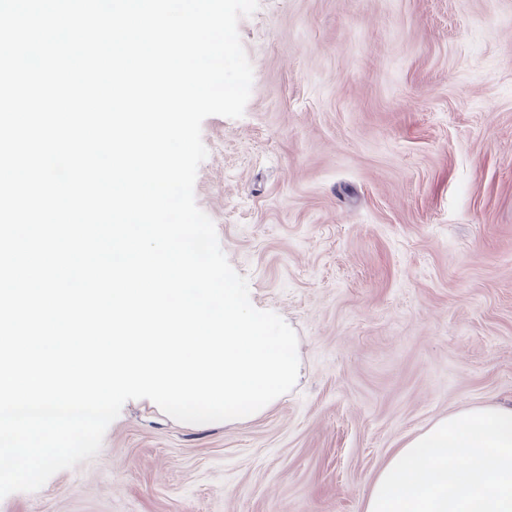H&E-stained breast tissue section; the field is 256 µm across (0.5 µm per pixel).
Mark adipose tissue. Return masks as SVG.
Here are the masks:
<instances>
[{
    "mask_svg": "<svg viewBox=\"0 0 512 512\" xmlns=\"http://www.w3.org/2000/svg\"><path fill=\"white\" fill-rule=\"evenodd\" d=\"M363 512H512V407L462 409L407 440Z\"/></svg>",
    "mask_w": 512,
    "mask_h": 512,
    "instance_id": "obj_1",
    "label": "adipose tissue"
}]
</instances>
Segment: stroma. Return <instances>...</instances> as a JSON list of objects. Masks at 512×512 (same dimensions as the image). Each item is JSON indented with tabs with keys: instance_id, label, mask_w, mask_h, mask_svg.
Masks as SVG:
<instances>
[{
	"instance_id": "1",
	"label": "stroma",
	"mask_w": 512,
	"mask_h": 512,
	"mask_svg": "<svg viewBox=\"0 0 512 512\" xmlns=\"http://www.w3.org/2000/svg\"><path fill=\"white\" fill-rule=\"evenodd\" d=\"M241 118L194 196L295 388L206 429L125 403L98 454L0 512H362L403 442L512 406V0H259Z\"/></svg>"
}]
</instances>
